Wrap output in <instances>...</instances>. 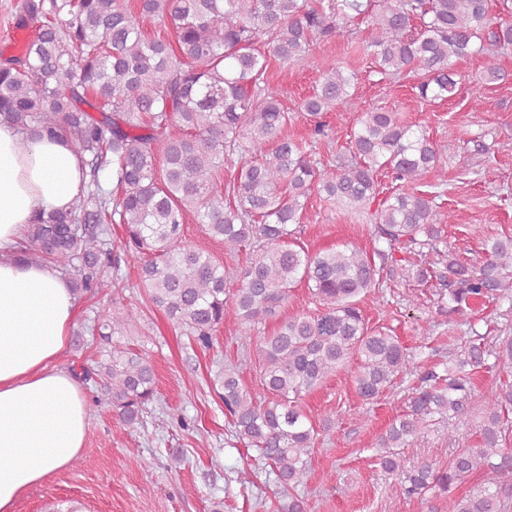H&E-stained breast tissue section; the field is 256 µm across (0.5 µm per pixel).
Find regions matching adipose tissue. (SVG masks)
Returning a JSON list of instances; mask_svg holds the SVG:
<instances>
[{"instance_id":"ef3b65f1","label":"adipose tissue","mask_w":512,"mask_h":512,"mask_svg":"<svg viewBox=\"0 0 512 512\" xmlns=\"http://www.w3.org/2000/svg\"><path fill=\"white\" fill-rule=\"evenodd\" d=\"M87 179L67 136L0 124V512L85 447L88 397L59 366L76 318L71 282L16 251L41 212L76 205Z\"/></svg>"}]
</instances>
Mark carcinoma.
Wrapping results in <instances>:
<instances>
[{
  "mask_svg": "<svg viewBox=\"0 0 512 512\" xmlns=\"http://www.w3.org/2000/svg\"><path fill=\"white\" fill-rule=\"evenodd\" d=\"M358 19L372 23L373 37L351 50L372 57L391 78L423 70L416 85L423 99L454 98L461 83L455 62L474 55L490 58L483 83L505 76L493 59L512 50V23L492 16L491 0H139L134 11L125 0H24L18 27L35 34L20 55L0 61V123L67 133L86 157L89 181L72 210L45 211L30 225L18 256L53 263L80 293L113 289L112 318L91 328L110 349L83 379L103 383L107 406L125 425L139 423L157 388L151 362L114 341L137 326L141 312L116 299L122 279L112 225L122 227L123 253L140 263L151 303L203 348L229 307L250 346L258 325L278 316L293 285L306 282L322 311L285 318L257 347L270 398L256 399L233 366L221 380L235 436L292 490L307 485L320 434L336 428L332 414L313 423L302 397L355 360L353 386L366 406L407 369L399 338L369 326L361 309L367 296L380 303L381 272L392 281L437 284L448 290V313L462 318L466 335L446 374L419 376L403 413L378 437L377 464L403 476L406 499H439L445 512H512L506 380L480 395L474 445L406 473L402 459V450L439 422L448 421V439H456L468 420L472 376L489 358L512 373V336L488 346L472 324L476 305L512 298V239L487 241L477 266L445 254L438 244L454 215L440 210L438 195L401 190L381 199L377 179L386 170L398 181L429 177L442 185L437 143L400 113L375 109L360 113L349 152L317 159L305 140L285 134L292 116L267 81L271 60L305 63L313 41ZM149 20L169 25L173 37L148 36ZM356 81L337 65L323 69L299 105L311 138L324 134V113L357 110L350 92ZM107 166L113 196L99 183ZM229 166L220 193L215 177ZM313 191L351 213L370 211L371 239L386 248L305 251L297 235ZM189 212L226 250L252 249L232 294L224 266L184 240ZM478 473L486 478L456 493Z\"/></svg>",
  "mask_w": 512,
  "mask_h": 512,
  "instance_id": "obj_1",
  "label": "carcinoma"
}]
</instances>
